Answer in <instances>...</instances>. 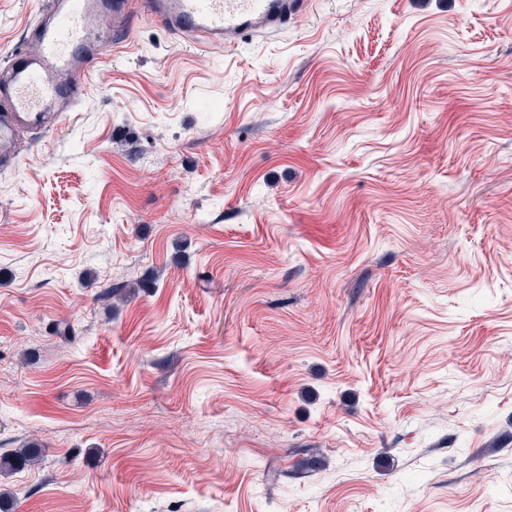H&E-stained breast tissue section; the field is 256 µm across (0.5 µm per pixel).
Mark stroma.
Segmentation results:
<instances>
[{
    "label": "stroma",
    "instance_id": "1",
    "mask_svg": "<svg viewBox=\"0 0 512 512\" xmlns=\"http://www.w3.org/2000/svg\"><path fill=\"white\" fill-rule=\"evenodd\" d=\"M129 31L0 166L13 512H512V0ZM42 450L40 447L32 446L17 448L10 453L0 455V474H10L13 471H20L38 461Z\"/></svg>",
    "mask_w": 512,
    "mask_h": 512
}]
</instances>
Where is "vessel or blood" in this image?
I'll return each instance as SVG.
<instances>
[{
	"label": "vessel or blood",
	"instance_id": "obj_1",
	"mask_svg": "<svg viewBox=\"0 0 512 512\" xmlns=\"http://www.w3.org/2000/svg\"><path fill=\"white\" fill-rule=\"evenodd\" d=\"M312 0H56L35 33L36 53L13 54L0 73V161H10L21 128L42 125L48 113L64 118L92 84L89 73L142 13L180 40L234 49L245 35L285 30Z\"/></svg>",
	"mask_w": 512,
	"mask_h": 512
}]
</instances>
